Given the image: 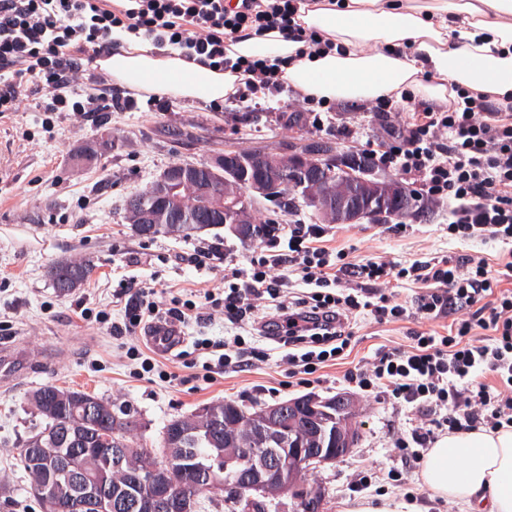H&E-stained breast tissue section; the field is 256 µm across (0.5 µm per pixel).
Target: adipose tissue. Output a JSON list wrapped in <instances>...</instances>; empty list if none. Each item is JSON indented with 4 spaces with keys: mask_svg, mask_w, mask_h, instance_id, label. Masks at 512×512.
<instances>
[{
    "mask_svg": "<svg viewBox=\"0 0 512 512\" xmlns=\"http://www.w3.org/2000/svg\"><path fill=\"white\" fill-rule=\"evenodd\" d=\"M297 21L327 48L314 53L271 30L239 35L227 58L267 60L283 83L326 102L413 95L439 105L461 89L495 103L512 98V0H315ZM108 60L116 86L137 93L217 103L239 79L235 70L127 37ZM418 475L428 504L345 502L339 512H430L431 503L448 501L469 512H512V427L440 437Z\"/></svg>",
    "mask_w": 512,
    "mask_h": 512,
    "instance_id": "ef3b65f1",
    "label": "adipose tissue"
}]
</instances>
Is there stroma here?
<instances>
[{"mask_svg":"<svg viewBox=\"0 0 512 512\" xmlns=\"http://www.w3.org/2000/svg\"><path fill=\"white\" fill-rule=\"evenodd\" d=\"M161 99L166 104L162 112L151 110L140 96L132 110L86 116L46 113L48 95L23 92L16 112L0 119V343L22 349L35 368L11 387H0V512H41L18 453L41 425L29 395L47 383L129 405L136 421L130 437L146 448L159 447L169 420L205 404L231 400L251 410L306 394L348 392L358 403L356 448L304 477L324 490L321 512H337L342 502L359 497L427 500V490L416 479L417 466L403 464L394 448L397 434L419 424V414L357 392L345 375L366 366L378 349L406 348L414 334H446L448 319L378 323L358 315L350 322L353 337L344 355L323 364L316 382L288 388L281 385L286 367L276 344L253 336L247 337V346L265 350L268 361L226 371L215 382L203 379L202 368L184 367L173 357L165 362L173 381L136 380L129 376V338L113 337L81 319L84 306L112 309V287L127 276L159 291L207 287L205 271L186 261L199 245H231L237 264L250 256L252 244L221 228L153 239L133 232L125 199L146 191L168 166L208 162L227 150L285 151L304 136L331 141L341 152L361 153L387 140L388 129L398 124L394 117L385 122L375 118V101L337 100L331 128L299 127L288 121L304 108L302 96L293 90L244 103H205L171 93ZM106 129L112 133L111 150L86 161L85 148ZM449 210L447 202H434L430 217L406 220L398 232L384 223H328L319 244L344 252L352 263L374 256L405 266L472 255L485 258L495 270L512 254L507 244L451 237ZM130 250L145 253L146 263L126 266L124 254ZM75 258L90 259L94 269L81 288L59 294L49 270ZM364 475L371 476L370 487L355 492Z\"/></svg>","mask_w":512,"mask_h":512,"instance_id":"stroma-1","label":"stroma"}]
</instances>
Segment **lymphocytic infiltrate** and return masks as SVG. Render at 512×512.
Instances as JSON below:
<instances>
[{
  "label": "lymphocytic infiltrate",
  "mask_w": 512,
  "mask_h": 512,
  "mask_svg": "<svg viewBox=\"0 0 512 512\" xmlns=\"http://www.w3.org/2000/svg\"><path fill=\"white\" fill-rule=\"evenodd\" d=\"M298 0H0V118L14 111L19 90L47 92L54 112H96L112 95L96 84L78 92L75 74L110 52L112 34L125 32L158 49L179 48L223 67L227 40L247 30L277 29L321 45L317 33L295 24ZM246 75L232 95L244 102L259 90H283L273 67L245 61ZM375 165L420 177L428 196L448 200V233L462 240L512 242V101L498 112L481 97L460 94L442 112H426L369 149ZM316 224L289 225L272 233L247 265L229 268L224 285L177 291L168 307L154 288L136 277L119 280L115 314L94 316L116 337L135 336L156 321L207 324L222 313L233 335L198 337L206 379L226 366L243 367L241 328L274 337L289 377L314 374L349 344L353 316L377 321L413 315L451 318L447 335L416 334L409 349L377 351L369 369L346 381L377 400L405 404L424 417L398 436L394 447L406 462H420L436 431L497 430L512 426V260L490 271L482 257L394 265L373 259L346 261L344 253L319 246ZM294 272L301 289L289 294L274 268ZM420 285L410 305L391 300L382 284ZM492 374L498 387L481 383Z\"/></svg>",
  "instance_id": "lymphocytic-infiltrate-1"
}]
</instances>
